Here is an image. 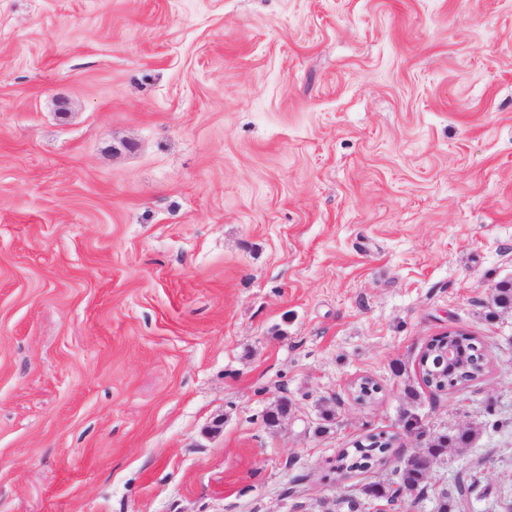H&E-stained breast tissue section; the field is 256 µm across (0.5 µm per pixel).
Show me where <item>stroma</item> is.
Segmentation results:
<instances>
[{"label": "stroma", "mask_w": 512, "mask_h": 512, "mask_svg": "<svg viewBox=\"0 0 512 512\" xmlns=\"http://www.w3.org/2000/svg\"><path fill=\"white\" fill-rule=\"evenodd\" d=\"M508 281L512 0H0V512H512ZM451 332L463 333L459 336H448ZM461 330H448L432 339L425 347L421 358L422 381L427 387L441 389L444 386H457L474 381L481 377L486 368L487 360L482 343L474 336ZM447 335V336H446ZM460 338V340H458ZM455 343L461 352V364L448 368L443 361V343ZM389 444L390 438H382L381 433L369 435L364 442H355L354 448H345L340 452L337 470L347 474L380 465L390 450ZM471 439V432H462L457 436L448 437V435L435 436L427 444L426 448H422L420 452L425 453L433 459H436L443 453L444 448L449 445L466 446ZM428 471L420 469L413 463L405 464L398 471L397 484L398 490L404 491L403 495L416 496V500H420L425 495Z\"/></svg>", "instance_id": "obj_1"}]
</instances>
